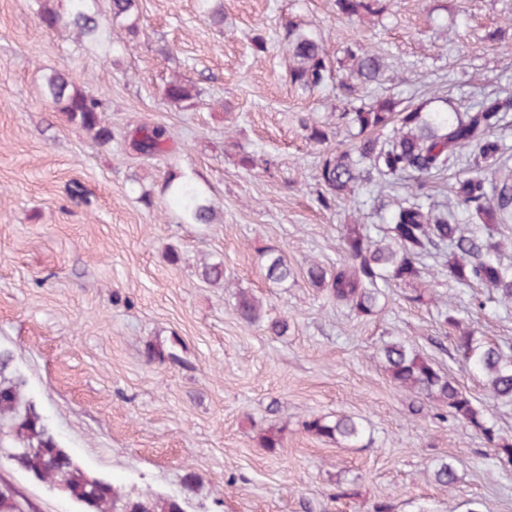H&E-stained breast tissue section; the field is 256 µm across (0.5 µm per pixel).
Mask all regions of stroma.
<instances>
[{
    "label": "stroma",
    "instance_id": "obj_1",
    "mask_svg": "<svg viewBox=\"0 0 512 512\" xmlns=\"http://www.w3.org/2000/svg\"><path fill=\"white\" fill-rule=\"evenodd\" d=\"M36 10V0H0V350L75 464L128 492L178 498L184 512H375L381 502L467 512L475 501L512 512V466L445 409L396 388L374 357L410 341L512 438V405L488 400L440 317L451 310L512 349V305L457 284L443 254L424 259L435 302L409 303L392 285L370 317L310 284L309 262L330 273L342 264L348 225L377 239L384 225L372 193L321 204L318 160L350 148L349 102L332 83L291 85L281 28L291 19L320 31L333 59L350 42L370 46L387 62L375 96L409 105L438 87L467 105L512 91V0H388L382 16L361 19L336 0H224L220 27L197 0H139L143 32L114 25L99 46L42 32ZM437 20L447 36L434 33ZM53 70L102 99L110 144L46 100ZM176 77L197 87L193 108L166 101ZM306 118L326 126L325 144L308 140ZM143 125L166 129L161 155L137 150ZM245 153L266 167L243 168ZM172 175L206 191L214 223L182 222L161 192ZM266 249L287 256L288 281L266 279ZM206 261L223 262V284L200 279ZM242 290L261 300L264 322L239 320ZM275 318L284 335L268 330ZM338 414L363 422L356 447L305 429ZM272 425L275 450L261 442ZM9 455L0 447V488L23 512H83ZM444 458L458 468L452 490L428 478Z\"/></svg>",
    "mask_w": 512,
    "mask_h": 512
}]
</instances>
